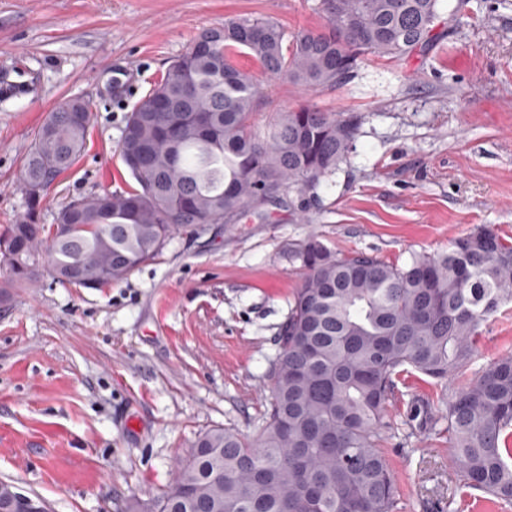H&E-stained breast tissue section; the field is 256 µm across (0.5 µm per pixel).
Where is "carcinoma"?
I'll use <instances>...</instances> for the list:
<instances>
[{"mask_svg":"<svg viewBox=\"0 0 512 512\" xmlns=\"http://www.w3.org/2000/svg\"><path fill=\"white\" fill-rule=\"evenodd\" d=\"M440 0H320L322 31L288 33L271 17L204 28L129 113L119 140L136 186L62 208L49 235L34 214L85 150L90 101L71 98L34 134L20 186L27 218L0 231V302L39 271L84 288L127 280L180 233L232 224L285 196H315L353 148L354 112L300 106L263 131L269 77L310 89L352 78L370 57L400 60L437 38ZM302 282L276 337L266 424L255 439L215 427L191 445L173 483L129 512H396L398 488L380 448L402 373L446 383L472 361L479 330L512 300V245L488 226L448 252L403 266L364 252L336 257L308 238L295 251ZM412 418L435 429L429 404ZM448 442L463 485L512 504V356L477 372L446 401Z\"/></svg>","mask_w":512,"mask_h":512,"instance_id":"1","label":"carcinoma"}]
</instances>
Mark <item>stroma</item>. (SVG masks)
<instances>
[{
    "label": "stroma",
    "mask_w": 512,
    "mask_h": 512,
    "mask_svg": "<svg viewBox=\"0 0 512 512\" xmlns=\"http://www.w3.org/2000/svg\"><path fill=\"white\" fill-rule=\"evenodd\" d=\"M319 0H0V228L28 207L23 158L49 112L82 97L96 109L87 146L43 200L42 224L71 200L134 180L118 144L128 112L203 28L269 16L288 33L320 31ZM438 38L402 60L371 58L345 83L314 90L265 83L253 121L314 105L357 112L355 147L317 197L264 216L176 235L121 283L63 285L42 274L0 305V480L43 496L52 512H128L170 484L199 434L255 437L269 396L275 336L301 283L295 247L317 236L336 256L398 266L440 254L477 226L512 241V0H441ZM135 87L113 95L114 76ZM512 354V304L482 328L469 365ZM443 384H398L383 442L397 512H502L463 487L446 422L407 421Z\"/></svg>",
    "instance_id": "35a3bbf8"
}]
</instances>
